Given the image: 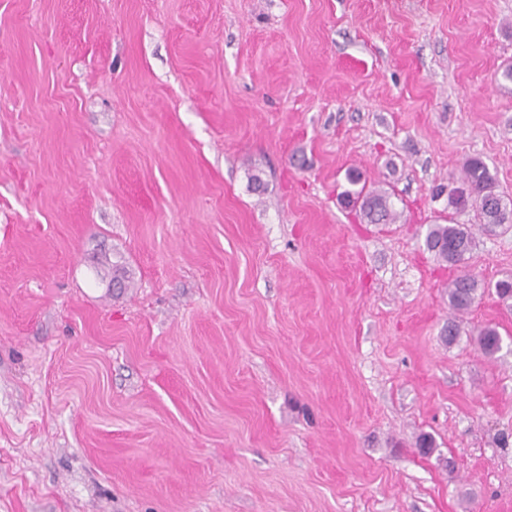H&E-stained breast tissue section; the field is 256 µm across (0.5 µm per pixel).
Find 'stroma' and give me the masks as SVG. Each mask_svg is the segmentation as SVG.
I'll return each instance as SVG.
<instances>
[{"label": "stroma", "mask_w": 512, "mask_h": 512, "mask_svg": "<svg viewBox=\"0 0 512 512\" xmlns=\"http://www.w3.org/2000/svg\"><path fill=\"white\" fill-rule=\"evenodd\" d=\"M510 66L512 0H0V512H512V224L432 194L512 201ZM463 182L484 224L512 223V203L495 191V179L481 159L471 158L464 163ZM347 181L351 186L342 191L344 203L360 216L367 224H393L399 215L391 201L392 194L385 190H366L361 183V175L352 170L347 173ZM425 244L439 259L456 265L466 260L472 250L473 239L463 224H433L428 230ZM479 290V283L469 273L457 276L448 285V304L457 312H464L474 304Z\"/></svg>", "instance_id": "stroma-1"}]
</instances>
